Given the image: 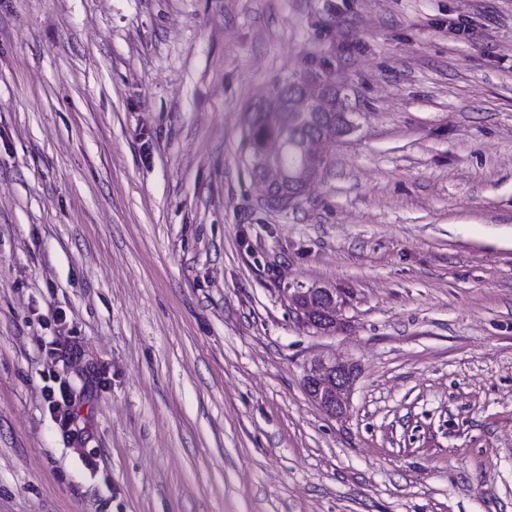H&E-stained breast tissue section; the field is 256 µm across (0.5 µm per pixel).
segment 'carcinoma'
<instances>
[{"instance_id": "obj_1", "label": "carcinoma", "mask_w": 512, "mask_h": 512, "mask_svg": "<svg viewBox=\"0 0 512 512\" xmlns=\"http://www.w3.org/2000/svg\"><path fill=\"white\" fill-rule=\"evenodd\" d=\"M304 86L306 83L302 81L275 83L268 102L276 104L279 111L264 112L258 107L247 118L242 147L248 157L253 185L259 193L298 196L301 182L321 175L327 167L324 160L305 166L302 160L305 144L314 138L336 137L353 116L345 111V101L336 97L330 100L327 112L297 111L296 95ZM267 168L281 170L284 180L263 189L261 183ZM331 300L330 289L323 286L312 287L308 296H294L295 304L305 310L316 330L324 333L336 331L335 320L326 314Z\"/></svg>"}]
</instances>
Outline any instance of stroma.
Returning <instances> with one entry per match:
<instances>
[{
  "mask_svg": "<svg viewBox=\"0 0 512 512\" xmlns=\"http://www.w3.org/2000/svg\"><path fill=\"white\" fill-rule=\"evenodd\" d=\"M297 78L358 128L282 210ZM0 512H512V0H0ZM304 86L306 83L302 81L275 83L268 102L275 103L280 112H262L260 105L249 112L242 141L257 192L262 194L261 183L264 181L265 169L277 168L283 172L284 180L276 186L268 185L264 193V196H291L279 200L282 209H288L299 201L301 182L318 177L327 167L324 159L312 166H305L302 160L305 144L312 139L306 144L304 158L307 162H314L321 154L319 144L312 146L318 140L314 138H336V133L348 125V119H352L355 114L344 112L345 101L336 96L329 102L330 110L323 112L324 107L320 105L323 100L329 99L330 90L336 88V91L342 92L334 84L306 89L297 103L298 109L302 111L298 112L295 107L296 95ZM312 108L318 112H310ZM277 169L266 172L268 181L280 180L281 172ZM312 289H309L310 295L302 296V295H294V302L296 305L300 306L305 310V316L303 309L296 308L295 312L301 318L303 323H307L309 326L316 327L317 331H322L323 333H331L336 331V312L340 306H343L342 303H337L336 306L332 307L329 312L330 319L326 314L328 310V305L332 300V295L336 297V289L327 288L323 286H312ZM332 291V294H330ZM336 318V322L335 319ZM311 320V321H310ZM313 322V325L312 323ZM306 324V325H307ZM351 384L348 366L331 360L314 361L305 376V388L313 401L316 402V398L325 389L336 395V407L323 408L326 413L335 416L343 414L346 410L347 393Z\"/></svg>",
  "mask_w": 512,
  "mask_h": 512,
  "instance_id": "stroma-1",
  "label": "stroma"
}]
</instances>
